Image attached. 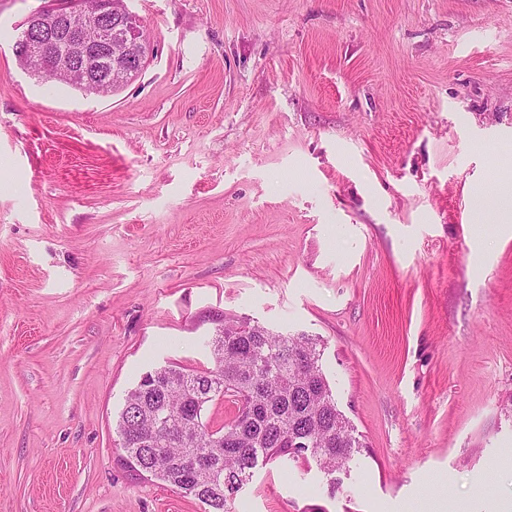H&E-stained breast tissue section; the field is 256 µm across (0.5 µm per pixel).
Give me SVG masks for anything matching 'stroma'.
I'll use <instances>...</instances> for the list:
<instances>
[{"label": "stroma", "instance_id": "obj_1", "mask_svg": "<svg viewBox=\"0 0 512 512\" xmlns=\"http://www.w3.org/2000/svg\"><path fill=\"white\" fill-rule=\"evenodd\" d=\"M0 0V512H202L117 445L221 313L324 343L361 446L257 466L234 512H482L512 495V0H128L96 96L19 67Z\"/></svg>", "mask_w": 512, "mask_h": 512}]
</instances>
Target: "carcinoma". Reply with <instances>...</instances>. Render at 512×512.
<instances>
[{
	"label": "carcinoma",
	"instance_id": "cac0c4a2",
	"mask_svg": "<svg viewBox=\"0 0 512 512\" xmlns=\"http://www.w3.org/2000/svg\"><path fill=\"white\" fill-rule=\"evenodd\" d=\"M321 348L313 336L276 333L226 314L223 335L212 341L213 367L156 368L127 393L119 444L205 512H232L258 464L288 455L310 454L334 494L359 442L322 371ZM218 397L230 414L215 429L204 412Z\"/></svg>",
	"mask_w": 512,
	"mask_h": 512
}]
</instances>
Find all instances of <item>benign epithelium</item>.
Here are the masks:
<instances>
[{"instance_id":"benign-epithelium-1","label":"benign epithelium","mask_w":512,"mask_h":512,"mask_svg":"<svg viewBox=\"0 0 512 512\" xmlns=\"http://www.w3.org/2000/svg\"><path fill=\"white\" fill-rule=\"evenodd\" d=\"M47 6L24 21V36L14 44V54L22 62L28 57L49 53L55 62L56 80L68 81L74 66L85 73V86L98 95H108L139 76L147 61L150 43L139 17L131 12L111 23L112 6L88 5L84 0H46ZM96 30L97 44L85 40Z\"/></svg>"}]
</instances>
